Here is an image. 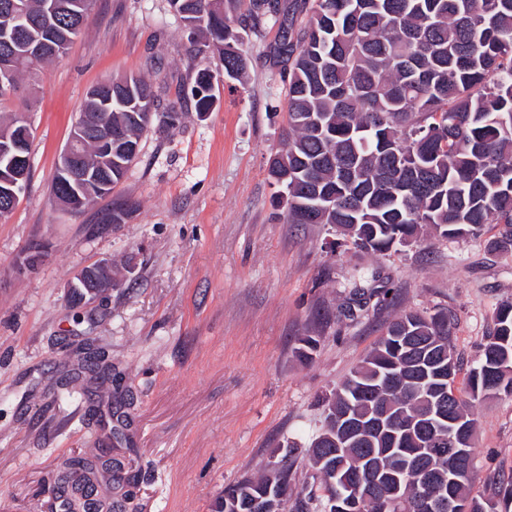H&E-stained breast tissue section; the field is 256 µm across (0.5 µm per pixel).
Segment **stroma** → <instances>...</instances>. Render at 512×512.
<instances>
[{"instance_id": "stroma-1", "label": "stroma", "mask_w": 512, "mask_h": 512, "mask_svg": "<svg viewBox=\"0 0 512 512\" xmlns=\"http://www.w3.org/2000/svg\"><path fill=\"white\" fill-rule=\"evenodd\" d=\"M190 35L168 0H95L88 26L38 79L0 106L27 109L31 177L0 219V512H54L58 477L94 453L130 462L139 512H215L226 487L263 473L273 448L300 454L284 512L313 482L305 454L323 424V400L396 316L448 310L455 351L470 368L512 301V255L425 231L386 254L353 248L328 224H292L268 175L281 147L285 84L280 30L244 50L243 81L220 88L198 117L186 96ZM145 77L180 124L151 125L110 196L74 215L51 186L87 92L113 75ZM136 210L98 224L113 200ZM44 244L37 270L18 260ZM112 262L102 301L69 307L67 284L83 267ZM364 279L383 303L353 306ZM315 336L310 360L296 354ZM94 343L111 375L84 371ZM125 419L114 445L107 412ZM472 492L512 477V396L475 402Z\"/></svg>"}]
</instances>
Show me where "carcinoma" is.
<instances>
[{
    "mask_svg": "<svg viewBox=\"0 0 512 512\" xmlns=\"http://www.w3.org/2000/svg\"><path fill=\"white\" fill-rule=\"evenodd\" d=\"M189 22L195 76L188 94L198 115L219 101V81H241L245 39L278 22V0H168ZM93 0H0V62H14L13 89L39 76L47 43L67 44L87 26ZM300 19L288 25L283 62L288 65V127L269 175L285 196L290 224H332L364 252L383 253L417 241L429 225L449 238H477L483 226L498 231L489 246L512 253V0H299ZM24 14L28 30L13 32ZM218 57L219 64L209 61ZM112 104L85 98L78 120L93 133L80 146L101 173L118 184L138 155L142 133L156 120L179 122L172 109L155 111L150 85L139 76L109 77ZM112 133V158L97 141ZM0 139L31 144L27 122L15 115L0 124ZM68 179L55 173L53 198L71 203ZM126 201L112 202L103 224H123ZM448 317L408 313L395 319L376 346L332 393L328 413L307 455L321 483L344 500L364 488L353 480L399 474L412 457L431 470L422 485L401 478V495L415 505L447 493L467 512H512V480L487 497L471 495L475 470L448 482L457 462H473L477 420L473 402L512 395V302L495 311L494 329L456 386ZM445 406L457 424L427 426ZM384 429L338 448L328 440L342 417ZM448 449L437 458L428 449ZM294 445L273 450L277 466L258 478L225 488L218 512H280L293 478ZM113 489L137 508L131 479L115 465Z\"/></svg>",
    "mask_w": 512,
    "mask_h": 512,
    "instance_id": "1",
    "label": "carcinoma"
}]
</instances>
